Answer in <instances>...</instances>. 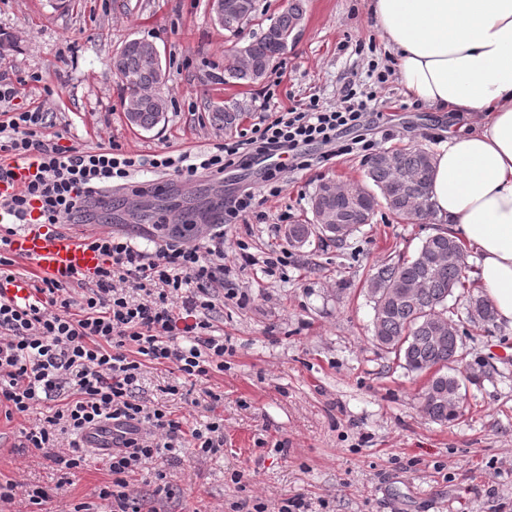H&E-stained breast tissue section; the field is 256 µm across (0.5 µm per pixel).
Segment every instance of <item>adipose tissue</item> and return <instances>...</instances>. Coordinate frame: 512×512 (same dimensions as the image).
<instances>
[{"mask_svg": "<svg viewBox=\"0 0 512 512\" xmlns=\"http://www.w3.org/2000/svg\"><path fill=\"white\" fill-rule=\"evenodd\" d=\"M408 95L474 120L433 158L436 222L479 255L478 280L512 327V0H369Z\"/></svg>", "mask_w": 512, "mask_h": 512, "instance_id": "ef3b65f1", "label": "adipose tissue"}]
</instances>
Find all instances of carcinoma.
<instances>
[{
  "label": "carcinoma",
  "mask_w": 512,
  "mask_h": 512,
  "mask_svg": "<svg viewBox=\"0 0 512 512\" xmlns=\"http://www.w3.org/2000/svg\"><path fill=\"white\" fill-rule=\"evenodd\" d=\"M242 13H226L217 24L236 33L249 24L255 13V0H246ZM305 19V0H288V6L253 40L233 46L224 53V76L228 86H251L260 83L276 59L293 42L295 29ZM112 68L123 89L131 90V79L163 81L161 59L144 51L138 40L126 42L112 59ZM166 100L160 104H144L129 123L144 130L154 128L164 117ZM247 103L229 98L213 106L224 130L231 131L244 118ZM390 165L370 160L366 177L376 187H349L332 180L321 183L312 200L313 224H291L288 239L306 243L312 234L341 244L361 225L369 223L376 207L383 203L397 217L408 223L432 219L431 208L419 211L412 199L430 189L433 175L432 157L413 146L391 152ZM395 192L386 195L385 190ZM338 216L343 236L324 223V209ZM464 255L459 240L443 229L428 236L410 259L385 262L376 268L367 285L374 302V343L392 354L414 372L428 376L421 394V411L437 423H448L462 415L463 398L460 379L445 372L457 361L459 345L455 322L448 317V298L456 289H469L465 264L449 262L448 254ZM468 314L474 323L494 320L496 312L482 296H469Z\"/></svg>",
  "instance_id": "cac0c4a2"
}]
</instances>
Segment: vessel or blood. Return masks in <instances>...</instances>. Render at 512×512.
Listing matches in <instances>:
<instances>
[{
    "label": "vessel or blood",
    "instance_id": "vessel-or-blood-1",
    "mask_svg": "<svg viewBox=\"0 0 512 512\" xmlns=\"http://www.w3.org/2000/svg\"><path fill=\"white\" fill-rule=\"evenodd\" d=\"M12 253L29 264L36 279L52 280L77 273L93 275L102 255L88 247L83 235L72 230L33 229L14 238Z\"/></svg>",
    "mask_w": 512,
    "mask_h": 512
}]
</instances>
